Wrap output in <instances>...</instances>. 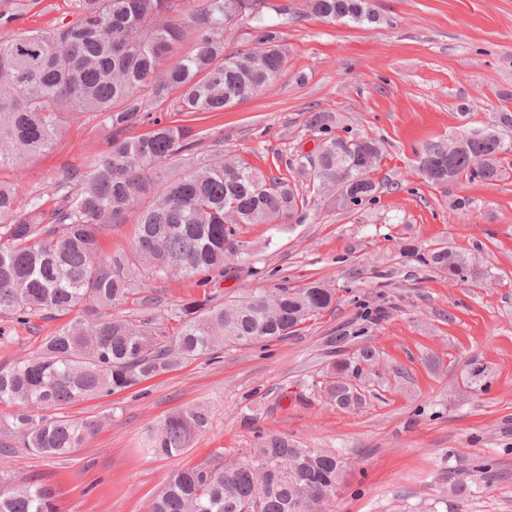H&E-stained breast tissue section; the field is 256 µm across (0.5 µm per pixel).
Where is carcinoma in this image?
Here are the masks:
<instances>
[{
	"label": "carcinoma",
	"mask_w": 512,
	"mask_h": 512,
	"mask_svg": "<svg viewBox=\"0 0 512 512\" xmlns=\"http://www.w3.org/2000/svg\"><path fill=\"white\" fill-rule=\"evenodd\" d=\"M325 21L376 24L367 0H308ZM75 19L53 30L31 29L0 40V167L48 150L64 116L104 115L115 131L148 118L153 106L180 91V111L222 112L259 93L281 75L286 56L275 25L251 18L241 48L225 52V31L244 0H198L177 21L176 0H72ZM335 117L309 115V127L328 132ZM512 113L467 135L426 144L418 169L440 185L461 177L498 181L512 169ZM189 131L153 122L137 137L115 138L85 172L55 185L58 207L45 216L39 205L16 208L12 186L0 182V317L28 324L55 312H77L44 337L39 350L0 368V440L16 437L28 451L63 458L97 433L98 418H72L68 406L109 396L169 373L186 360L224 346L286 339L305 321L335 303L318 282L300 288L245 292L224 303L209 295L174 313L169 337L149 318L133 320L112 308L135 294L133 275L191 279L224 270L234 253L237 226L272 224L318 205L326 193L344 205L374 198L370 177L380 145L369 136L330 137L313 158H295L297 172L312 182L301 192L288 177L268 176L216 149L202 162L191 157ZM137 211V235L127 250H103L100 229ZM460 280H483L478 270L448 248L424 258ZM360 367L342 358L324 383L340 408L361 401L352 380ZM209 423L202 405L169 414L147 434V449L179 457ZM347 464L333 451L302 448L267 434L234 463L223 454L186 464L171 476L150 512H335L336 491ZM455 491L474 475L451 468ZM52 488L23 481L0 490V512H55Z\"/></svg>",
	"instance_id": "cac0c4a2"
}]
</instances>
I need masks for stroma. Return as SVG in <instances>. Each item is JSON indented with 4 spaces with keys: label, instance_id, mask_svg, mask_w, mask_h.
<instances>
[{
    "label": "stroma",
    "instance_id": "obj_1",
    "mask_svg": "<svg viewBox=\"0 0 512 512\" xmlns=\"http://www.w3.org/2000/svg\"><path fill=\"white\" fill-rule=\"evenodd\" d=\"M379 23L357 26L311 16L282 27L286 62L256 97L217 113L155 107L161 122L190 129L195 157L223 141L265 173L313 153V112H332L335 136L376 138L382 157L371 201L341 208L323 201L273 224L240 227L244 248L223 275L139 282L116 307L137 314L153 302L159 327L173 330L178 304L202 294L223 302L239 293L334 289L335 305L281 340L224 347L128 390L68 407L75 418H103L97 435L65 458L14 448L0 486L30 479L55 493V512H150L183 460L233 458L260 436L280 434L341 455L347 469L336 512H512V176L465 178L435 186L417 170L431 140L451 139L512 112V0H370ZM72 18L70 0H0V40L26 29L51 31ZM113 130L94 112L64 118L53 146L0 168L22 210H51L56 183L103 155ZM443 243L468 256L484 285L450 277L419 256ZM54 314L15 325L0 344V367L34 353L64 324ZM342 337L340 347L330 344ZM373 350L363 402L342 409L323 393L331 362ZM195 404L210 411L207 429L184 457L144 446L147 429ZM496 471L497 479L455 492L458 460Z\"/></svg>",
    "mask_w": 512,
    "mask_h": 512
}]
</instances>
